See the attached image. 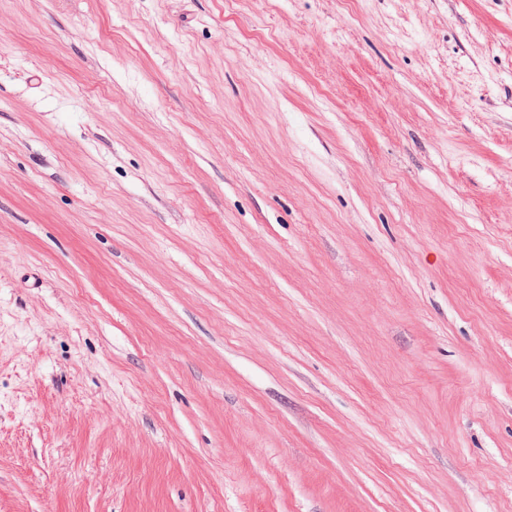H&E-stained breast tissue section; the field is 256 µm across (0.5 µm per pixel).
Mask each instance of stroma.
<instances>
[{
    "label": "stroma",
    "mask_w": 512,
    "mask_h": 512,
    "mask_svg": "<svg viewBox=\"0 0 512 512\" xmlns=\"http://www.w3.org/2000/svg\"><path fill=\"white\" fill-rule=\"evenodd\" d=\"M0 512H512V0H0Z\"/></svg>",
    "instance_id": "35a3bbf8"
}]
</instances>
